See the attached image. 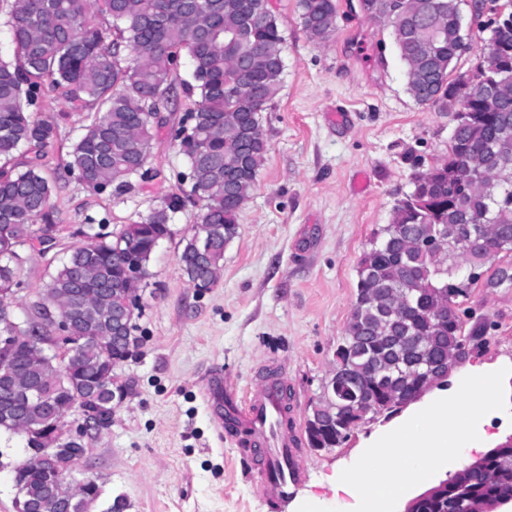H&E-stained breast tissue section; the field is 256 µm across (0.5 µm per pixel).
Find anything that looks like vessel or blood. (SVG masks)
<instances>
[{
    "label": "vessel or blood",
    "mask_w": 512,
    "mask_h": 512,
    "mask_svg": "<svg viewBox=\"0 0 512 512\" xmlns=\"http://www.w3.org/2000/svg\"><path fill=\"white\" fill-rule=\"evenodd\" d=\"M206 401L219 433L242 457H256L248 472L255 495L276 504L287 500L303 483L307 462L301 430L288 421L286 386L270 379L241 394L234 381L218 376L206 384Z\"/></svg>",
    "instance_id": "1"
}]
</instances>
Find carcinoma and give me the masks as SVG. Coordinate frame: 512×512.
<instances>
[{
    "label": "carcinoma",
    "mask_w": 512,
    "mask_h": 512,
    "mask_svg": "<svg viewBox=\"0 0 512 512\" xmlns=\"http://www.w3.org/2000/svg\"><path fill=\"white\" fill-rule=\"evenodd\" d=\"M0 0L10 27L13 57L0 59V329L24 337L12 353V375L0 378V400L32 389L54 388L56 410L82 398L93 410L112 409L120 392L113 368L129 352L112 337V311L129 289L147 287L150 262L171 238V214L191 198L201 203L199 222L184 237L179 263L192 287L216 283L224 246L238 233V217L266 163L268 141L260 112L280 91L284 37L268 0H198L204 17L186 0ZM364 13L391 28L404 64L406 90L419 104L454 113L448 155L414 176L412 190L394 205L361 255L345 334L335 370L354 366L361 409L328 390L305 425L311 448H338L367 416L395 414L402 401L438 381L437 361L454 364L469 337L456 298L477 282L492 256L512 251V98L487 110L483 95L512 81V24L493 21L499 64L474 68L465 91L450 78L463 52L459 0H429L431 15L407 0H363ZM303 31L324 43L335 31L336 0H298ZM186 53L191 80L178 81L175 58ZM48 82L57 100L85 112L66 174L87 189L122 194L145 177L156 112L177 87L198 95L175 130L186 171L184 194H172L142 221L98 231L75 247L49 274L41 300L66 308L74 289L79 309L67 323L80 344L69 352L40 347L56 331L35 303L27 323L15 321L26 251L45 240L57 183L49 179L46 149L58 123L33 112ZM441 237L447 254L436 259L428 243ZM137 255L141 279L125 277L124 257ZM512 265L499 267L486 285L512 287ZM46 410L36 401L24 420L0 413V430L39 435ZM84 454L81 444L62 453L57 466L23 474L24 497L37 503L51 489L49 474ZM512 489V445L503 442L480 458L478 471L460 470L448 486L418 505V512H489Z\"/></svg>",
    "instance_id": "obj_1"
}]
</instances>
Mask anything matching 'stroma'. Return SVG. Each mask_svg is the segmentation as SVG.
I'll use <instances>...</instances> for the list:
<instances>
[{
  "label": "stroma",
  "instance_id": "stroma-1",
  "mask_svg": "<svg viewBox=\"0 0 512 512\" xmlns=\"http://www.w3.org/2000/svg\"><path fill=\"white\" fill-rule=\"evenodd\" d=\"M336 4V32L318 45L302 30L297 0H270L285 39L282 88L261 114L267 160L239 215L238 235L224 249L217 282L200 291L180 270L183 238L201 209L191 201L173 214V235L150 264L136 321L139 344L114 369L127 396L75 466L103 498L123 497V512H272L220 436L205 384L216 373L242 388L284 377L289 406L306 422L334 372L362 253L389 223L414 175L448 153L453 113L408 94L388 28L362 13L357 0ZM194 103L181 93L165 110L166 127L157 131L146 162L158 172L153 181L135 182L121 196L88 191L72 177L61 181L49 217L59 248L99 227L141 220L175 192L185 161L168 131ZM36 111L58 121L47 157L53 175L67 163L83 116L64 113L48 93ZM54 258L31 253L18 316L38 301ZM457 307L464 334L476 341L452 375L512 361V288L478 281ZM388 424L382 416L369 419L340 447L306 449L307 477L280 512H336L340 503L355 508L356 498L337 493L336 475L362 438ZM26 453L23 435H0V512H16L14 469Z\"/></svg>",
  "mask_w": 512,
  "mask_h": 512
}]
</instances>
